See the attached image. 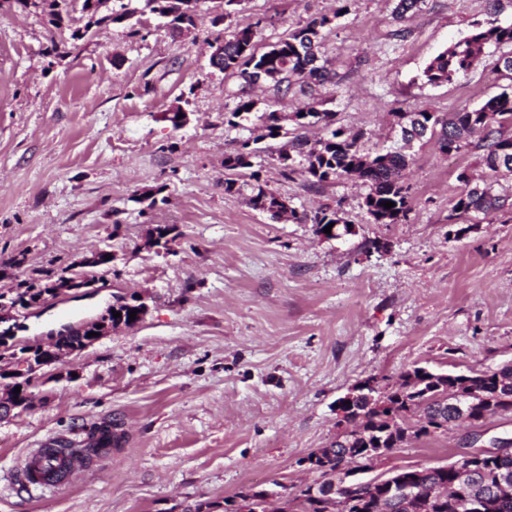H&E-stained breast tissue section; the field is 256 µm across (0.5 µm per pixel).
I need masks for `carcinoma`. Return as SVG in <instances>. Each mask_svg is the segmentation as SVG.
<instances>
[{
	"mask_svg": "<svg viewBox=\"0 0 512 512\" xmlns=\"http://www.w3.org/2000/svg\"><path fill=\"white\" fill-rule=\"evenodd\" d=\"M67 0H16L23 9L28 5L48 6L46 15L51 25L58 27L62 21L60 4ZM151 11L169 19L172 36L182 35L196 25L197 2L199 0H145ZM341 3L333 14H322L312 18L305 26L288 34V37L257 52L255 32L252 25L238 28L232 37L224 41V57L215 64L220 71L237 74L250 82L257 71L264 79L274 83L277 91L294 89L303 98V104L291 116L286 117L275 110L263 113L259 119L267 129V136L275 138L284 129L283 122L290 119L300 127L322 124L326 136L311 144L296 138L292 141L294 154L281 155L284 163L283 175L290 178L300 174L310 186H320L331 180L356 176L368 188L364 198L366 213L376 224H399L408 219L412 211L410 186L404 181V171L412 157L398 150L367 153L359 145L360 136L350 135L336 126V112L324 108L325 101L318 88L332 81L333 75L328 61L320 52L321 32L332 27L336 20L348 12L349 0ZM101 0H82L81 12L87 17L84 30H75L72 38L83 37V32L103 25L120 23L132 15V11L121 5V10L100 14ZM512 47V24L503 26L497 19L477 25L464 40L439 53L423 72L429 84L449 81L458 74H467L482 65L486 50ZM405 120L401 126L402 140L409 143L425 137L435 141L438 150L446 155L457 153L472 145L470 138L478 133L483 150L481 165L498 175L512 176V136H503V129L512 128V84L500 93L488 98L475 108L464 107L456 112L439 115L435 112H401ZM250 141L240 144L235 151L224 157V169L230 176L224 179V192L239 194L250 192L249 202L256 210L275 218L283 207L282 197L267 189L261 180L260 171H253L249 180L234 178L236 171L252 167L249 158ZM457 179L464 190L457 196L448 220L457 221L476 212L497 211L512 207V186L504 189L498 182L478 184L472 181L467 171ZM385 201L394 203L387 209ZM315 224L317 234H324L329 224H341L338 211L325 207L310 217H299ZM65 279V275L44 273L42 277L23 279L17 284L14 295L0 294L1 300L26 307L38 305L52 292L50 285ZM138 308L137 300L117 299L112 309L121 316L112 318L113 325L133 327L140 319L129 320V311ZM475 404V420L488 414L512 413V364L468 374H448L446 380L433 381L432 371L417 366L406 371L402 382L395 386L377 387L373 399L362 396L347 408V423L360 422V430L350 434L343 432L322 449L323 455L358 456L362 453L378 459L393 448H399L415 438L432 436L448 431V423L457 419L455 402ZM407 473L418 476L413 484V512H463V507L454 501H441L433 495L435 489L451 480L446 466L407 469ZM507 473L512 476V454L476 464L471 470L470 480L478 487L486 501V512H512V486L503 491L497 479ZM265 491L243 493L238 499L224 500V512H266ZM298 512H336L330 503L310 491L301 492ZM342 512H408L400 494L384 496L379 488L365 489L355 502Z\"/></svg>",
	"mask_w": 512,
	"mask_h": 512,
	"instance_id": "carcinoma-1",
	"label": "carcinoma"
}]
</instances>
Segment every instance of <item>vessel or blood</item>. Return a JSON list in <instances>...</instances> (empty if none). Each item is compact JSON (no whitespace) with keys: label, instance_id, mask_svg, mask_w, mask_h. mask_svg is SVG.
Segmentation results:
<instances>
[{"label":"vessel or blood","instance_id":"1","mask_svg":"<svg viewBox=\"0 0 512 512\" xmlns=\"http://www.w3.org/2000/svg\"><path fill=\"white\" fill-rule=\"evenodd\" d=\"M104 434H79L73 438L50 436L30 452L21 471L23 482L36 489H54L62 477L85 470L84 450L90 444L106 442Z\"/></svg>","mask_w":512,"mask_h":512}]
</instances>
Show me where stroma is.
Returning <instances> with one entry per match:
<instances>
[{
	"mask_svg": "<svg viewBox=\"0 0 512 512\" xmlns=\"http://www.w3.org/2000/svg\"><path fill=\"white\" fill-rule=\"evenodd\" d=\"M131 5L127 20L73 40L79 5L60 31L40 10L0 0V293L36 271L113 256L92 268L87 295L15 307L0 353L49 345L119 296L147 305L135 327L43 366L30 407L0 419V512H195L281 485L293 495L313 479L302 459L335 439L336 402L360 382L394 385L416 366L512 363V211L473 215L463 234L448 219L460 171L491 178L478 150L448 156L412 143L409 219L377 224L361 181L312 189L283 176L289 139L318 140L322 127L260 138V115L292 114L300 96L267 83L253 91L248 121L224 118L244 81L211 67L215 39L253 24L262 51L333 13L336 0H242L220 23L200 0L196 27L179 38L144 0ZM395 6L350 0L323 33L336 78L321 95L370 152L400 146L399 113L473 108L506 84L490 59L448 82L423 76L489 19L488 0H426L402 20ZM177 107L187 113L179 128L167 119ZM248 137L270 189L301 213L338 209L354 233L327 239L225 193L224 156ZM158 224L177 228L168 247L149 241ZM375 239L388 250L367 252ZM21 253L25 266L8 268ZM101 422L119 442L82 476L46 491L17 480L42 439ZM471 431L410 441L375 471L452 463Z\"/></svg>",
	"mask_w": 512,
	"mask_h": 512,
	"instance_id": "35a3bbf8",
	"label": "stroma"
}]
</instances>
